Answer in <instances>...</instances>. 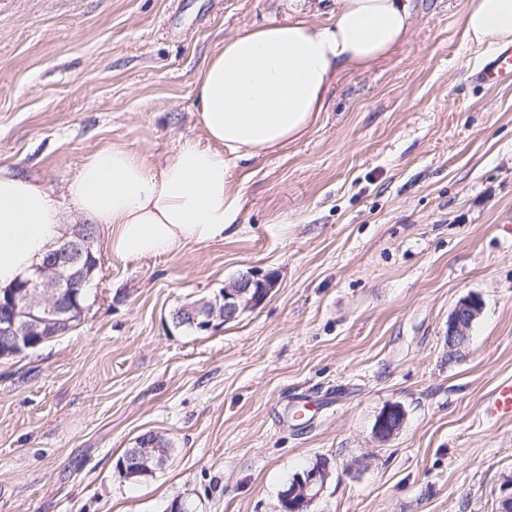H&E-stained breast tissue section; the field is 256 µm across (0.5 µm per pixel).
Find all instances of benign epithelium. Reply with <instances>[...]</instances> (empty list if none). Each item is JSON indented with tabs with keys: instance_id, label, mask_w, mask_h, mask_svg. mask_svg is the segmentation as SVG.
<instances>
[{
	"instance_id": "1",
	"label": "benign epithelium",
	"mask_w": 512,
	"mask_h": 512,
	"mask_svg": "<svg viewBox=\"0 0 512 512\" xmlns=\"http://www.w3.org/2000/svg\"><path fill=\"white\" fill-rule=\"evenodd\" d=\"M96 240L90 224H76L69 236L58 242L52 260L43 263L33 276L18 282L19 289L5 291L0 297V342L10 350L34 347L50 338L65 335L83 320L85 308L77 296L93 281L94 269L88 259ZM273 278L257 270H249L224 287L216 301L201 300L182 308L174 316L177 326H188L198 332L209 331L217 318L230 322L241 310L254 308L268 297ZM482 312L476 296L461 299L448 316V345L454 347L467 340L473 323ZM403 410L387 406L374 425V437L385 443L401 428ZM167 448L159 439L144 436L117 462L124 478L142 476L160 469L166 463ZM329 477V465L316 466L299 475L292 489L282 499L290 512H309L322 493Z\"/></svg>"
}]
</instances>
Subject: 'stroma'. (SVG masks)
I'll list each match as a JSON object with an SVG mask.
<instances>
[{"label": "stroma", "instance_id": "obj_1", "mask_svg": "<svg viewBox=\"0 0 512 512\" xmlns=\"http://www.w3.org/2000/svg\"><path fill=\"white\" fill-rule=\"evenodd\" d=\"M466 0H411L387 58L347 68L298 141L248 162L224 241L124 260L97 227L80 325L0 359V512H281L319 459L311 512H497L512 419L485 402L512 380V86L472 73L492 51L463 35ZM336 0H0V167L78 221L67 189L122 145L151 164L201 136L193 88L245 25ZM275 273L258 307L208 332L180 306L248 269ZM475 295L468 342L448 315ZM405 422L373 426L388 405ZM148 432L171 452L132 481L116 469ZM377 419L374 425V437L378 442L385 443L401 428L404 421L403 410L399 405H389ZM316 464L312 466L311 470L306 471L309 468L304 469L301 472L303 474H300L298 477L297 475L299 473H296L288 484V487L282 490L285 491L287 489L282 496L280 494L279 501L282 511H284L283 499V501L288 504V510H290V512H309L310 507L322 493L330 472L328 462H326L325 465L321 464L320 466L314 467ZM295 479L296 481L294 482ZM293 482L294 486L289 491L288 488H291Z\"/></svg>", "mask_w": 512, "mask_h": 512}]
</instances>
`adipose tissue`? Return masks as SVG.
Instances as JSON below:
<instances>
[{"mask_svg": "<svg viewBox=\"0 0 512 512\" xmlns=\"http://www.w3.org/2000/svg\"><path fill=\"white\" fill-rule=\"evenodd\" d=\"M411 25L410 0H336L328 25L291 18L241 27L196 81L202 137H182L158 165L124 146L101 147L69 183L70 203L104 225L122 259L223 241L242 211L241 162L308 133L336 78L386 57ZM462 25L472 43H512V0H467ZM69 232L42 184L0 167V289L31 274Z\"/></svg>", "mask_w": 512, "mask_h": 512, "instance_id": "obj_1", "label": "adipose tissue"}]
</instances>
